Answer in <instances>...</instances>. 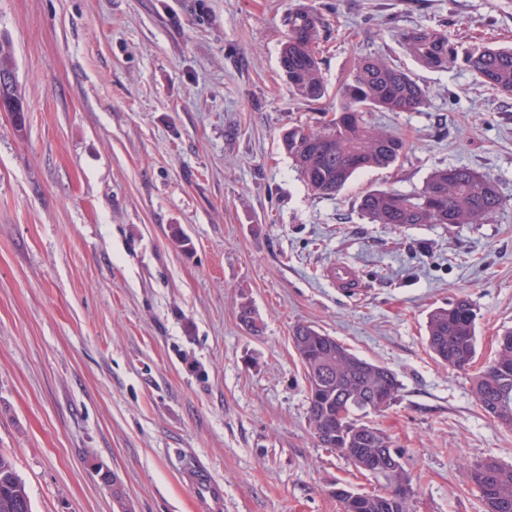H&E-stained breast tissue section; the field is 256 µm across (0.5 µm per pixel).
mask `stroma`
Wrapping results in <instances>:
<instances>
[{"instance_id": "obj_1", "label": "stroma", "mask_w": 512, "mask_h": 512, "mask_svg": "<svg viewBox=\"0 0 512 512\" xmlns=\"http://www.w3.org/2000/svg\"><path fill=\"white\" fill-rule=\"evenodd\" d=\"M301 7L320 19L313 103L279 66ZM414 28L445 33L456 61L416 63ZM0 46L27 107L20 129L0 112V452L33 512H200L192 466L223 483V512H340L337 486L382 492L308 424L299 324L397 374L370 420L414 476L412 512H485L465 468L512 466V429L471 385L512 328V95L464 56L512 46V0H0ZM368 56L427 102L368 113L406 152L314 195L281 136L324 127ZM448 166L489 177L504 207L478 224L362 216L367 191L410 193ZM339 260L358 293L325 279ZM461 296L479 313L468 373L425 343L429 311Z\"/></svg>"}]
</instances>
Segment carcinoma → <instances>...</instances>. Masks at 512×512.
<instances>
[{
    "label": "carcinoma",
    "mask_w": 512,
    "mask_h": 512,
    "mask_svg": "<svg viewBox=\"0 0 512 512\" xmlns=\"http://www.w3.org/2000/svg\"><path fill=\"white\" fill-rule=\"evenodd\" d=\"M319 18L311 11L288 15V36L280 66L294 95L310 101L328 89L318 52ZM406 51L423 66L443 70L452 51L444 33L413 29L403 34ZM477 78L512 94V47L477 49L466 54ZM340 104L321 130L288 129L282 146L304 183L319 196L335 195L357 172L396 164L407 149L400 136L371 125L369 112H412L425 105L426 92L410 75L374 58L358 60L339 90ZM0 110L24 121L18 88L0 96ZM505 201L487 178L464 166L437 169L412 193L373 190L359 208L372 224H478ZM477 312L466 299L433 309L427 317L429 351L448 367L467 371L477 352ZM291 342L308 384V423L324 448H332L360 473L383 482L381 493L336 487L342 512H409L414 495L412 476L390 437L367 417L390 407L401 382L388 368L366 361L317 328L301 324ZM472 392L482 410L512 427V330L499 338L496 355L472 378ZM466 479L482 496L485 512H512V468L486 459L467 468ZM27 505L20 510L19 504ZM0 512H32L25 484L14 459L0 453Z\"/></svg>",
    "instance_id": "obj_1"
}]
</instances>
